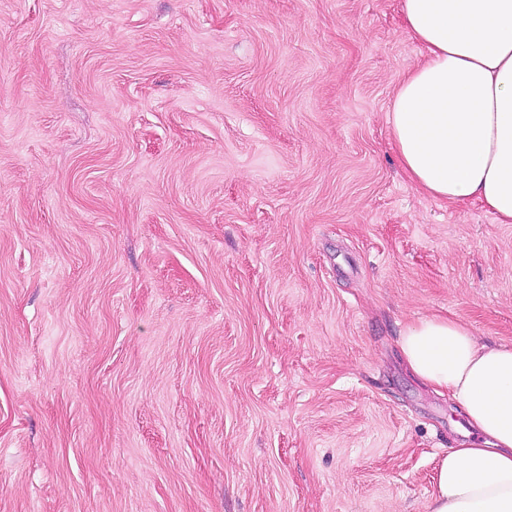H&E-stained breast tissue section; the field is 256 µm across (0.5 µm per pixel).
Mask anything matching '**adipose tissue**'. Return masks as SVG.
<instances>
[{
	"mask_svg": "<svg viewBox=\"0 0 512 512\" xmlns=\"http://www.w3.org/2000/svg\"><path fill=\"white\" fill-rule=\"evenodd\" d=\"M402 14L425 51L388 114L404 170L426 194L512 224V0H402ZM397 346L470 427L438 463L430 512H512V347L442 315L406 324Z\"/></svg>",
	"mask_w": 512,
	"mask_h": 512,
	"instance_id": "ef3b65f1",
	"label": "adipose tissue"
}]
</instances>
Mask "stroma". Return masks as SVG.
I'll return each mask as SVG.
<instances>
[{"label":"stroma","instance_id":"obj_1","mask_svg":"<svg viewBox=\"0 0 512 512\" xmlns=\"http://www.w3.org/2000/svg\"><path fill=\"white\" fill-rule=\"evenodd\" d=\"M400 0H0V512H429L512 224L421 193Z\"/></svg>","mask_w":512,"mask_h":512}]
</instances>
